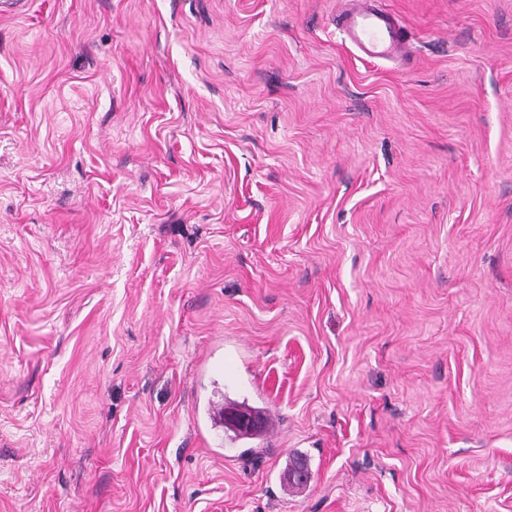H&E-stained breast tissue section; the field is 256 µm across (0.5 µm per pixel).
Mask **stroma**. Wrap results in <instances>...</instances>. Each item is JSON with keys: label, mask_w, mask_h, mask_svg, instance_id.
Instances as JSON below:
<instances>
[{"label": "stroma", "mask_w": 512, "mask_h": 512, "mask_svg": "<svg viewBox=\"0 0 512 512\" xmlns=\"http://www.w3.org/2000/svg\"><path fill=\"white\" fill-rule=\"evenodd\" d=\"M337 2L0 16V512H512V0ZM338 14L337 29L365 60H405L409 47L396 17L373 0H347ZM224 425L229 428L257 430V422L254 416L239 406L229 407L224 412Z\"/></svg>", "instance_id": "obj_1"}]
</instances>
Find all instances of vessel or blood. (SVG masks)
I'll return each mask as SVG.
<instances>
[{
    "instance_id": "b4317fda",
    "label": "vessel or blood",
    "mask_w": 512,
    "mask_h": 512,
    "mask_svg": "<svg viewBox=\"0 0 512 512\" xmlns=\"http://www.w3.org/2000/svg\"><path fill=\"white\" fill-rule=\"evenodd\" d=\"M337 28L363 59L402 61L409 56L396 17L373 0H346L338 15Z\"/></svg>"
}]
</instances>
